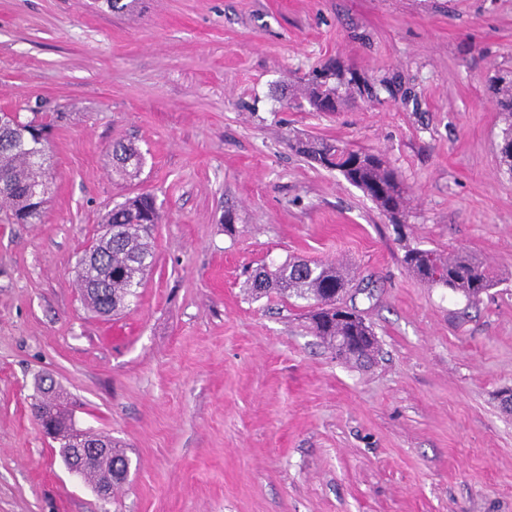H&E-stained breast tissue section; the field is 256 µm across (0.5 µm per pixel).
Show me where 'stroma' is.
I'll list each match as a JSON object with an SVG mask.
<instances>
[{
    "label": "stroma",
    "instance_id": "1",
    "mask_svg": "<svg viewBox=\"0 0 512 512\" xmlns=\"http://www.w3.org/2000/svg\"><path fill=\"white\" fill-rule=\"evenodd\" d=\"M334 61L376 86L288 109ZM512 79V0H0V110L50 126L43 220L0 208V512H512V173L489 79ZM381 153L403 230L296 139ZM144 155L133 180L112 145ZM152 194L155 263L119 318L79 254ZM232 212L235 230H224ZM467 252L479 302L421 283L407 248ZM349 266L379 341L344 362L301 303L245 294L288 258ZM54 379L78 428L130 463L101 499L31 412Z\"/></svg>",
    "mask_w": 512,
    "mask_h": 512
}]
</instances>
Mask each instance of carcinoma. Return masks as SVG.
Segmentation results:
<instances>
[{"mask_svg":"<svg viewBox=\"0 0 512 512\" xmlns=\"http://www.w3.org/2000/svg\"><path fill=\"white\" fill-rule=\"evenodd\" d=\"M496 105L504 118L501 142L512 143V80L497 79L491 85ZM373 97L372 86L360 80L355 72L325 65L312 70L289 98L293 107H309L315 112H336L355 97ZM43 125L20 116L0 126V202L11 210L17 224H39L42 221L48 193L49 161L36 134ZM299 151L321 168L338 172L351 186L359 189L394 224L405 223L408 199L399 173L375 152L340 146L330 140L298 143ZM115 171L123 178L138 176L144 164L141 151L131 143L118 142L112 147ZM161 215L153 195L140 193L127 197L107 214L97 241L102 244L97 264L88 273L76 262V281L84 300L98 313L118 314L137 297L144 272L153 263L152 228ZM112 239H106L107 234ZM406 269L419 280L442 286L477 302L492 287L494 276L488 266L463 253L446 256L432 250L411 248L403 256ZM352 275L341 263L289 259L273 271H257L248 283V293L260 298L271 292L287 299L305 302L310 309L311 333L333 349L336 356L355 364L370 362L377 352V339L357 311L343 305L350 291ZM41 398L32 405L33 415L41 419L43 412L58 408L60 394L44 382L37 387ZM55 436L65 440V465L76 464L70 449L71 425L64 413H57ZM101 443L107 451L83 465L81 476L104 468L113 474L112 489L127 480L129 462L122 449L102 437L88 439Z\"/></svg>","mask_w":512,"mask_h":512,"instance_id":"cac0c4a2","label":"carcinoma"}]
</instances>
